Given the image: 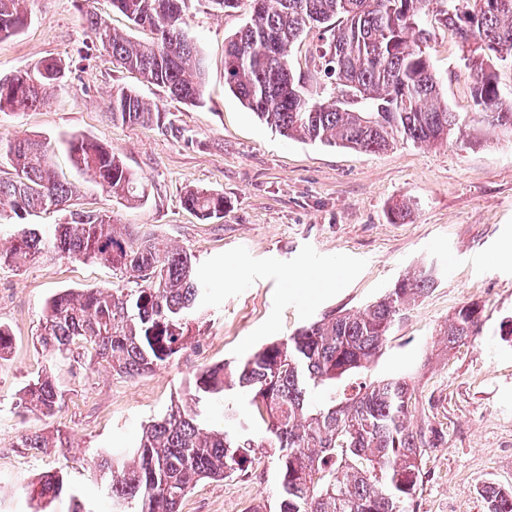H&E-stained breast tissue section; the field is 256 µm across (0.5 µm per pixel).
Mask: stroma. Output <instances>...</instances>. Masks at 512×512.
I'll use <instances>...</instances> for the list:
<instances>
[{"label": "stroma", "instance_id": "1", "mask_svg": "<svg viewBox=\"0 0 512 512\" xmlns=\"http://www.w3.org/2000/svg\"><path fill=\"white\" fill-rule=\"evenodd\" d=\"M91 7L116 32L146 39L110 0H27L24 25L0 40V79L49 56L68 72L47 105L0 112V138L46 140L59 178L79 188L76 208L111 211L115 223L192 254L207 285L203 315L179 359L121 376L86 356H56L36 340L53 294L119 284L111 267L60 256L0 265V324L12 334L0 356V512H73L78 503L112 512L90 471L97 455L132 454L143 426L178 401L194 405L203 427L223 429V398L192 400L198 371L237 365L325 314L363 308L425 267L437 271L436 284L397 319L371 372L409 378L418 398L413 424L445 434L425 455L415 512H487L484 484L512 492V340L500 331L512 318V136L479 134L460 42L442 30L426 46L443 100L463 118L460 129L442 144L399 141L368 153L285 138L232 95L224 44L249 19L247 0L230 12L206 0L190 4L186 30L206 61L196 105L113 65L88 27ZM117 87L149 102L152 120L113 123L108 101ZM73 136L111 147L144 179L147 201L119 203L82 174L61 146ZM190 189L223 194V218L204 220L185 208ZM401 202L410 209L393 220ZM469 302L484 308L483 333L446 350L443 331ZM45 371L63 394L49 417L18 405L21 388ZM58 431L69 438L67 451L27 454L16 446L21 435ZM54 470L68 488L37 505L31 485ZM277 495L268 454L248 474L200 482L182 512H252Z\"/></svg>", "mask_w": 512, "mask_h": 512}]
</instances>
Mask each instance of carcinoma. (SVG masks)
Segmentation results:
<instances>
[{
    "instance_id": "1",
    "label": "carcinoma",
    "mask_w": 512,
    "mask_h": 512,
    "mask_svg": "<svg viewBox=\"0 0 512 512\" xmlns=\"http://www.w3.org/2000/svg\"><path fill=\"white\" fill-rule=\"evenodd\" d=\"M26 0H0V40L24 22ZM190 0H112L133 28L150 40L133 43L97 14L88 21L116 65L139 73L186 104L201 101L205 63L185 30ZM437 4L432 12L427 6ZM252 17L224 46L229 90L280 135L361 151H383L402 139L438 144L460 127V113L440 100L425 45L432 31L448 29L474 73L471 97L478 123L489 135L512 134V101L498 86L496 64L512 58V0H251ZM318 30L314 71L290 62L301 38ZM62 61L48 58L30 71L0 80V112L37 108L63 78ZM112 123L144 122L152 110L135 92L118 88L109 100ZM74 165L102 190L130 205L146 187L106 145L84 136L65 141ZM13 176L0 179V216L69 211L50 230L24 227L0 264L25 266L50 256L100 262L132 279V288L64 290L45 307L39 344L67 357L81 350L119 374L134 377L180 357L190 325L199 319L204 285L192 256L157 237L113 223L112 215L71 210L77 193L49 164L47 144L35 137L0 138V159ZM183 204L203 219L224 216V195L191 190ZM430 269L398 281L385 295L350 313H334L272 342L244 362L202 369L196 397L249 395L248 413L224 403V430L205 431L182 403L143 428L131 463L114 453L94 460L108 480L113 512H181L184 498L202 480L245 472L265 448L276 449L279 493L253 512H412L423 485L427 449L440 433L413 425L415 389L403 378L364 377L383 355L386 337L401 313L434 287ZM481 307L458 308L444 330L448 349L482 335ZM61 393L51 376L22 389L20 403L46 417ZM265 425V438L243 436L246 421ZM16 447L39 452L65 448L58 434H25ZM65 487L60 472H46L33 489L43 500ZM488 512H512V493L485 490Z\"/></svg>"
}]
</instances>
